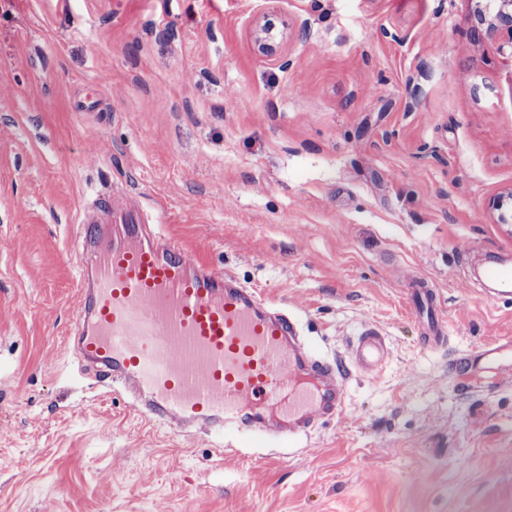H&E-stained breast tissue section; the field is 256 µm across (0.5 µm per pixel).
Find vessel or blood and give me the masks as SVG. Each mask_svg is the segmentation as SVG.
Masks as SVG:
<instances>
[{
    "label": "vessel or blood",
    "mask_w": 512,
    "mask_h": 512,
    "mask_svg": "<svg viewBox=\"0 0 512 512\" xmlns=\"http://www.w3.org/2000/svg\"><path fill=\"white\" fill-rule=\"evenodd\" d=\"M80 309L71 341L100 388L130 387L129 406L146 424L177 435L196 427L297 444L347 406L353 370L382 372L388 339L367 325L345 353L323 355L299 318L229 272L192 260L178 242L111 207L86 215ZM492 297L512 300V270L490 267ZM425 345L449 340L429 282L405 280Z\"/></svg>",
    "instance_id": "b4317fda"
}]
</instances>
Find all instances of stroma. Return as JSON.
<instances>
[{"instance_id":"obj_1","label":"stroma","mask_w":512,"mask_h":512,"mask_svg":"<svg viewBox=\"0 0 512 512\" xmlns=\"http://www.w3.org/2000/svg\"><path fill=\"white\" fill-rule=\"evenodd\" d=\"M474 7L0 0V512H512V380L448 369L512 344V301L472 278L512 260L490 209L512 55L473 39ZM261 16L288 68L254 52ZM96 203L287 306L320 353L378 327L388 364L302 448L148 426L69 345ZM403 271L447 347L422 344ZM405 286L412 297L413 313L422 325L423 343L434 349L445 347L450 333L447 320L439 313L436 291L421 278L406 277ZM498 354V348L495 350H482L479 352L467 353L462 358L458 359L454 364V370L458 372L465 379H472L476 374L482 358L485 355Z\"/></svg>"}]
</instances>
